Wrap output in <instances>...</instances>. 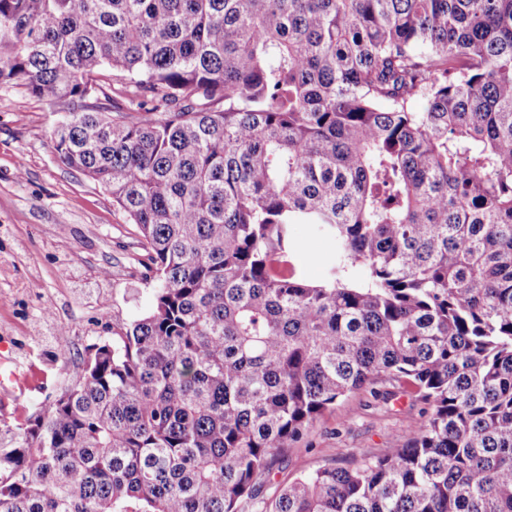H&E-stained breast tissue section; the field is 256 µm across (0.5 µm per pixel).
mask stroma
Segmentation results:
<instances>
[{"instance_id": "obj_1", "label": "stroma", "mask_w": 512, "mask_h": 512, "mask_svg": "<svg viewBox=\"0 0 512 512\" xmlns=\"http://www.w3.org/2000/svg\"><path fill=\"white\" fill-rule=\"evenodd\" d=\"M66 117L23 85L0 86V343L11 351L5 371L18 374L0 390V429L28 426L94 346L153 304L135 225L104 188L55 154L53 133ZM294 236L304 246L298 266L321 280L333 241L303 224ZM425 409L402 384L355 391L283 448L258 498L243 499L239 512H262L275 489L299 475L355 468L379 449L404 447Z\"/></svg>"}]
</instances>
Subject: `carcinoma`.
Wrapping results in <instances>:
<instances>
[{
    "label": "carcinoma",
    "instance_id": "carcinoma-1",
    "mask_svg": "<svg viewBox=\"0 0 512 512\" xmlns=\"http://www.w3.org/2000/svg\"><path fill=\"white\" fill-rule=\"evenodd\" d=\"M17 82L157 288L4 431L0 512H237L384 381L428 405L410 444L264 512H512V0H0ZM295 224L336 241L318 283Z\"/></svg>",
    "mask_w": 512,
    "mask_h": 512
}]
</instances>
